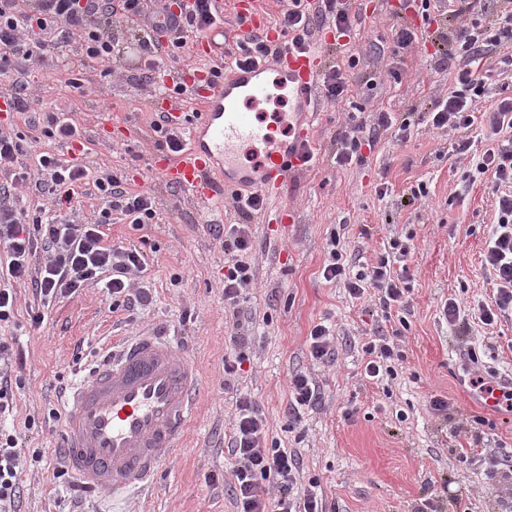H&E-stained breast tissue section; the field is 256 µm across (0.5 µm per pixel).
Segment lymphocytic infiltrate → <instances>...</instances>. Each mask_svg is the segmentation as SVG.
Wrapping results in <instances>:
<instances>
[{"mask_svg": "<svg viewBox=\"0 0 512 512\" xmlns=\"http://www.w3.org/2000/svg\"><path fill=\"white\" fill-rule=\"evenodd\" d=\"M315 11L302 9L300 0H288L278 27L289 33L288 46L306 51L316 28L333 21L338 33L351 28L348 0H320ZM422 17H454V29L440 35L436 65L449 71L447 94L435 96L427 111L409 117L398 112H377L373 126L352 122L336 138L338 166L364 161L362 147L382 132L407 142L416 127L425 125L449 137V152L461 165V187L476 181L490 185L496 220L486 242L484 268L493 285L491 300L468 305L447 299L442 307L446 322L491 326L512 319V97L486 103L487 90L496 82L512 79V0H418ZM123 21L142 31L139 43L148 49L143 79L156 83L166 62L179 59L191 39H217L220 19L212 0H194L179 9L165 32L150 23L147 0H0V74L16 73L5 100L18 112H31L36 99L27 75L34 66L49 65L59 48L73 46L64 72L68 86L84 89L83 74L99 68L101 77L115 74L122 50L112 34ZM30 135L0 131V171H10L0 182V323L14 317L15 284L31 285L40 299V310L31 312V328L40 327L43 310L74 294L87 283L106 278L113 305L127 308L147 301V294L132 288L131 280L144 269L145 257L135 249L105 244L101 225L120 212L134 226L152 223L156 212L149 193L128 191L114 172L91 174L84 166L43 150L36 156L38 191L50 208H17L14 190L27 182L24 171H13L20 155L42 140H80L79 127L56 113L33 117ZM480 133L482 148H475L472 133ZM93 181L102 200L99 212L86 215L73 205V186ZM227 265L224 274V313L232 327L230 340L239 344V304L253 284L251 230L246 224L223 228ZM339 238H330L322 276L329 283H343L351 298L374 301L383 312L406 310L409 275L394 271L391 260L411 255L413 245L397 238L387 253L362 269H352L339 249ZM44 252L46 261L31 271L29 260ZM402 329L381 331L367 338L362 350L367 360L363 375L370 381L394 376L404 356L397 340ZM230 457L229 491L234 512H325L317 482H304L293 450L271 438L263 413L248 396L236 402V415L227 445ZM21 452L12 434L0 433V512H13L23 494Z\"/></svg>", "mask_w": 512, "mask_h": 512, "instance_id": "obj_1", "label": "lymphocytic infiltrate"}]
</instances>
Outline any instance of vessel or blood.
Wrapping results in <instances>:
<instances>
[{"label":"vessel or blood","mask_w":512,"mask_h":512,"mask_svg":"<svg viewBox=\"0 0 512 512\" xmlns=\"http://www.w3.org/2000/svg\"><path fill=\"white\" fill-rule=\"evenodd\" d=\"M269 71L295 101V124L289 139L242 166L241 145L274 142V124L238 104L242 94L255 102L267 97ZM320 71L314 53L289 51L257 65L226 67L223 79L211 81L199 95L202 107L189 149L155 158V169L200 202L215 195L209 173L218 160L224 163L225 191L253 184L264 195L280 194L304 166L302 149L313 129L310 95ZM201 391L200 369L177 339L152 334L120 340L88 377L71 386L61 404V447L70 472L83 485L115 495L148 486L162 463L179 451Z\"/></svg>","instance_id":"b4317fda"}]
</instances>
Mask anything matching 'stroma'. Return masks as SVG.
I'll use <instances>...</instances> for the list:
<instances>
[{"mask_svg":"<svg viewBox=\"0 0 512 512\" xmlns=\"http://www.w3.org/2000/svg\"><path fill=\"white\" fill-rule=\"evenodd\" d=\"M352 11L357 19L349 48L337 46L335 32L323 29L315 32L311 50L326 68L358 53L360 62L349 72L358 119L370 124L380 110L420 111L435 94L446 93L447 72L430 66L420 45L401 82L387 75L392 26H420L418 16L401 11L399 0H354ZM113 33L125 48L116 76L88 71L89 91L82 94L57 71L38 70L32 91L39 111H65L83 135L79 143L46 142V149L93 172H121L129 189L151 194L156 223L136 230L116 219L104 227L106 243L143 252L146 265L135 285L148 300L116 309L102 284L93 282L43 310L44 321L34 331L28 319L39 299L27 285L18 286L15 323L0 328V335L13 337L12 349L24 354L25 363L17 373L16 406L0 425L22 446L20 512H113L110 498L71 491L56 475L58 398L87 375L103 345L160 326L179 332L197 359L203 394L181 451L164 464L151 489L128 500L125 512H232L225 453L244 393L264 414L271 437L297 453L304 478L318 481L326 512H442L448 505L455 512H512V502L500 496L501 486L512 483V470L492 473L483 463L490 454L512 458V411L484 407L469 384L465 358L476 349L485 366L512 376V321L484 329L453 326L441 315L446 299L469 303L492 295L483 267L495 216L488 184L461 191L447 137L424 126L404 143L381 134L364 164L336 166V135L351 114L315 87L312 164L248 219L255 281L239 316L247 372L225 382L224 356L232 346L224 315V243L210 227L239 217L222 197L197 203L151 166L157 139L152 123L166 101L140 81L144 62L133 50L136 32L123 23ZM380 183L389 187L383 198L375 192ZM421 183L428 189L425 202H408L410 188ZM334 232L355 267L373 262L392 238L413 239L406 260L411 292L405 313L410 328L401 342L405 360L396 377L378 384L361 374V345L398 319L323 279ZM326 318L340 331L336 358L317 363L306 340ZM297 371L313 378L322 400L293 428L288 377ZM433 396L447 399V418L430 410ZM476 416L487 420L477 437L459 433V425Z\"/></svg>","mask_w":512,"mask_h":512,"instance_id":"obj_1","label":"stroma"}]
</instances>
